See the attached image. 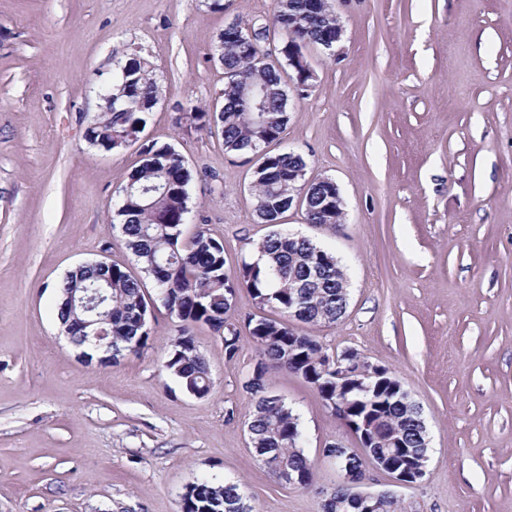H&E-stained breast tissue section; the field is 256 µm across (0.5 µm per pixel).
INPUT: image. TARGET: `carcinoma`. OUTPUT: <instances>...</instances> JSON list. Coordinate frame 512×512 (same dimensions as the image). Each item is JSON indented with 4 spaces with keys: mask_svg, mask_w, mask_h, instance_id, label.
Segmentation results:
<instances>
[{
    "mask_svg": "<svg viewBox=\"0 0 512 512\" xmlns=\"http://www.w3.org/2000/svg\"><path fill=\"white\" fill-rule=\"evenodd\" d=\"M273 25L283 41L278 54L265 48L270 28L246 25L232 19L217 35L214 59L224 70V86L213 112L190 107L194 122L216 124L225 149L248 157L252 148L262 150L254 163L252 192L255 212L264 224H279L288 212L292 184L289 171L306 163L302 154L281 146L288 121V44L298 39L323 45L334 22L310 15L306 0H280ZM112 109L90 116L86 142L106 151L137 147L140 164L118 190L115 220L118 221L136 265L158 289L157 296L182 322L181 333L171 343L164 362L168 373L198 398L211 389L210 370L199 351L191 328L204 324L224 341V356L239 351L240 327L248 329L259 358L243 383L254 398L247 432L259 464L276 481L291 473L300 489L314 482L315 466L304 454L299 414L269 390L270 376L285 372L301 378L319 394L326 409L343 406L339 419L367 421L376 428L366 452L377 460L393 462L416 472L426 469L430 454L428 432L419 406L389 368L367 379L362 375L336 376V361L355 365L363 372L368 360L356 355L332 356L317 337L292 325L310 327L335 324L346 313L349 291L338 259L311 240L274 231L242 261L235 276L225 271L224 245L205 230L182 239L190 213L191 174L183 155L169 144L143 136L148 116L159 105L161 89L151 64L136 54L118 59L112 71ZM131 193H126L127 188ZM332 186L319 182L312 187L309 224L330 230L342 223L343 211H325L323 199ZM101 285L112 295V361L145 346L149 334L141 320L148 318L152 296L143 281L126 268L112 265L107 273L91 265L69 272L62 288ZM252 295L259 313L244 319L232 317L237 291ZM278 313L270 317L264 311ZM380 512H407L391 490L379 492ZM182 512H252L236 483L214 478L189 487ZM323 512H359L348 488L339 486L326 497Z\"/></svg>",
    "mask_w": 512,
    "mask_h": 512,
    "instance_id": "obj_1",
    "label": "carcinoma"
}]
</instances>
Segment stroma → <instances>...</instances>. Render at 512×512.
Returning <instances> with one entry per match:
<instances>
[{"mask_svg":"<svg viewBox=\"0 0 512 512\" xmlns=\"http://www.w3.org/2000/svg\"><path fill=\"white\" fill-rule=\"evenodd\" d=\"M275 0H0V512H181L187 486L239 484L254 512H322L325 443H356L309 384L272 375L300 415L315 485L275 482L249 446L256 359H234L205 325L192 334L213 380L206 397L162 369L179 320L162 304L139 353L85 363L59 336V286L78 265L135 258L113 225L135 149L87 144V116L113 63L140 49L162 86L147 137L192 174V222L236 272L273 230L260 223L252 167L220 132L177 125L224 85L213 59L225 16L271 25ZM337 54L307 51L311 87H289L282 143L336 181L343 224L300 210L282 227L344 266L343 318L315 328L328 353L387 366L420 406L430 440L409 512H512V0H334Z\"/></svg>","mask_w":512,"mask_h":512,"instance_id":"35a3bbf8","label":"stroma"}]
</instances>
